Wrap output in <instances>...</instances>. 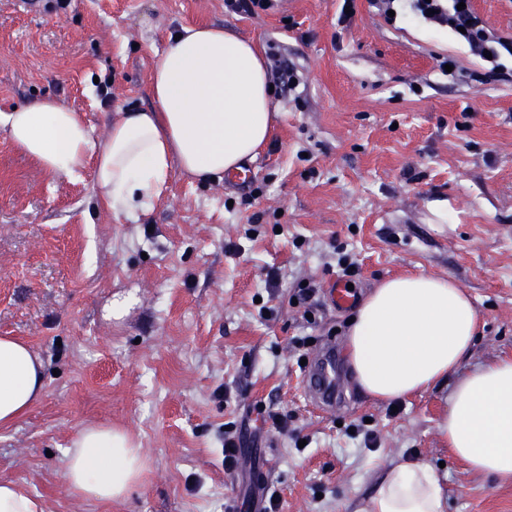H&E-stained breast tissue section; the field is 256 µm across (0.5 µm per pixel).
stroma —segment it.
<instances>
[{
  "mask_svg": "<svg viewBox=\"0 0 512 512\" xmlns=\"http://www.w3.org/2000/svg\"><path fill=\"white\" fill-rule=\"evenodd\" d=\"M340 5L271 0L247 16L225 0H0V112L49 96L98 141L111 113L152 106L151 69L183 25L234 26L269 77L286 66L300 79L274 89V136L245 163L248 187L175 172L134 224L101 209L92 171L44 172L0 132V336L47 371L41 400L0 430V480L44 512H258L265 484L279 512H360L398 460L436 467L447 512H512V481L468 472L437 432L452 383L394 407L358 391L353 310L328 297L343 252L361 298L397 275L450 278L480 318L461 373L512 356V58L499 76L448 29L388 22L369 0L341 26ZM306 282L309 317L295 302ZM128 294L135 304L108 318ZM329 342L352 398L323 410L302 361ZM263 406L285 428L263 422ZM89 424L125 430L147 460L120 500L68 489L62 450Z\"/></svg>",
  "mask_w": 512,
  "mask_h": 512,
  "instance_id": "stroma-1",
  "label": "stroma"
}]
</instances>
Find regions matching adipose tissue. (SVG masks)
I'll list each match as a JSON object with an SVG mask.
<instances>
[{
    "label": "adipose tissue",
    "instance_id": "adipose-tissue-1",
    "mask_svg": "<svg viewBox=\"0 0 512 512\" xmlns=\"http://www.w3.org/2000/svg\"><path fill=\"white\" fill-rule=\"evenodd\" d=\"M178 33L151 73L153 106L118 113L103 143L80 113L52 98L0 112V130L43 171L73 177L92 167L94 193L117 221L158 201L172 170L201 182L240 170L274 132L263 55L229 25L196 23ZM478 324L472 298L452 279L419 273L383 281L358 306L347 335L359 390L392 401L433 388L467 359ZM44 371L28 344L0 336V429L42 398ZM437 429L469 471L512 481V357L462 377ZM63 455L70 490L87 500L123 498L146 468L128 436L106 425L82 427ZM446 508L439 477L417 460L384 469L362 512Z\"/></svg>",
    "mask_w": 512,
    "mask_h": 512
}]
</instances>
